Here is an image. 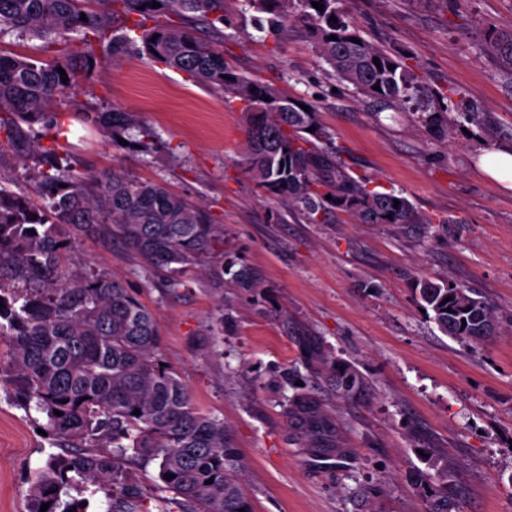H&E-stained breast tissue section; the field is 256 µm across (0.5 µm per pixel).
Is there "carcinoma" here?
Masks as SVG:
<instances>
[{
	"instance_id": "cac0c4a2",
	"label": "carcinoma",
	"mask_w": 512,
	"mask_h": 512,
	"mask_svg": "<svg viewBox=\"0 0 512 512\" xmlns=\"http://www.w3.org/2000/svg\"><path fill=\"white\" fill-rule=\"evenodd\" d=\"M154 1L159 6L152 7ZM314 1L324 9L312 7ZM247 2L272 15L276 29L303 30L335 76L358 92L395 106L410 98L414 69L364 39L352 42L360 34L343 0ZM198 21L219 30L224 0H0V40L7 34L38 39L46 52L65 46L51 61L0 49V156L20 161L43 199L37 206L0 185V336L12 350L8 383L24 410L39 414L40 428L56 448L32 478L31 512L44 503L46 512H80L74 509L78 501L64 503L61 493L81 494L89 484L104 492L106 512H141L145 488L128 460L157 464L160 484L152 499L158 512H253L224 421L197 409L177 373L161 365L159 324L151 310L78 260L62 266L76 240L116 237L178 285L179 275L224 243L223 227L203 206L161 182L116 170L98 177L62 163L68 152L60 138L72 116L112 144L122 138L136 151L151 152L158 139L135 115L112 105L73 114L62 109V97L83 89L102 63L142 55L238 99L246 172L312 221L329 201L363 224L425 223L407 198L369 188L311 143L327 138L316 105L237 73L224 60L222 45L195 36ZM487 48L512 63V33L495 34ZM421 122L437 132L448 129V106L421 113ZM415 291L441 332L460 342L484 339L496 328L497 312L471 289L421 280ZM330 373L345 400L367 391L363 375L347 362H331ZM286 413L314 439L334 431L308 392L296 394ZM428 489L429 512H450L447 489Z\"/></svg>"
}]
</instances>
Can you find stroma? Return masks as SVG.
<instances>
[{
  "mask_svg": "<svg viewBox=\"0 0 512 512\" xmlns=\"http://www.w3.org/2000/svg\"><path fill=\"white\" fill-rule=\"evenodd\" d=\"M343 7L366 41L414 65L419 83L406 107L355 94L302 31H273L245 0H224L221 33L200 27L196 35L222 38L238 73L316 104L329 134L323 148L354 177L401 193L422 223L362 224L332 205L309 222L244 172L238 101L131 56L98 70L72 102L135 113L158 132V152L113 146L75 120L71 161L81 171L161 181L203 205L224 228V253L173 287L119 242L83 238L76 252L155 315L160 359L196 407L223 419L254 512H426L418 473L448 483L455 512H512V190L479 166L484 151L512 147V69L484 44L487 29L512 32V0ZM439 91L449 94L441 137L419 121ZM461 97L484 123L459 121ZM241 267L257 288L235 287ZM422 279L485 296L497 333L471 345L442 333L421 310L414 288ZM219 321L215 353L199 340ZM302 335L356 366L369 382L362 400L337 397ZM9 357L0 338V512H29L31 477L52 447L5 382ZM304 388L336 425L326 439L305 436L284 415Z\"/></svg>",
  "mask_w": 512,
  "mask_h": 512,
  "instance_id": "obj_1",
  "label": "stroma"
}]
</instances>
